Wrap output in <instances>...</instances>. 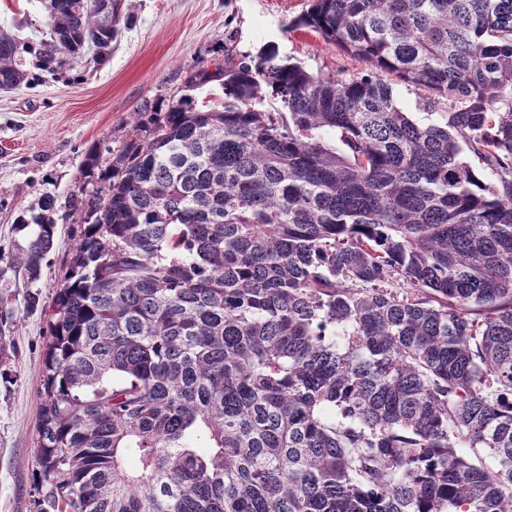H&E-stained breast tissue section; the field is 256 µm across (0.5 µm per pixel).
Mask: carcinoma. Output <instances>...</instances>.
Wrapping results in <instances>:
<instances>
[{
	"label": "carcinoma",
	"instance_id": "1",
	"mask_svg": "<svg viewBox=\"0 0 512 512\" xmlns=\"http://www.w3.org/2000/svg\"><path fill=\"white\" fill-rule=\"evenodd\" d=\"M40 3L37 40L0 27L1 90L32 54L106 65L133 18ZM291 29L362 68L227 53L87 153L33 512H512V0H310ZM55 210L15 225L30 283ZM419 91L413 87H406L404 85H398L395 87V96L399 105L406 111L412 112L414 118L422 122H432L437 119V115H429L426 110L423 109L419 99Z\"/></svg>",
	"mask_w": 512,
	"mask_h": 512
}]
</instances>
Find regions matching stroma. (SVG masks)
Segmentation results:
<instances>
[{"label": "stroma", "instance_id": "35a3bbf8", "mask_svg": "<svg viewBox=\"0 0 512 512\" xmlns=\"http://www.w3.org/2000/svg\"><path fill=\"white\" fill-rule=\"evenodd\" d=\"M307 7L308 0H132L134 22L113 42L108 65L94 67L83 56L34 87L0 91V253L20 242L14 231L19 215L42 195L56 199L57 246L36 284L43 305L54 298L79 234L69 200L96 188L80 174L86 153L120 149L135 114L180 94L189 70L213 67L229 52L253 56L269 44L315 72L358 68L336 44L291 30ZM41 20L39 0H0V26L21 37H32ZM1 288L10 293L16 351L7 363L12 382L0 385V512H33L31 472L48 332L41 310L25 307L29 287L21 272L5 270Z\"/></svg>", "mask_w": 512, "mask_h": 512}]
</instances>
